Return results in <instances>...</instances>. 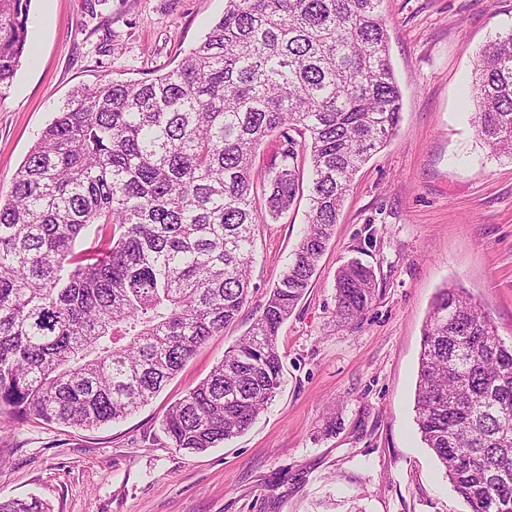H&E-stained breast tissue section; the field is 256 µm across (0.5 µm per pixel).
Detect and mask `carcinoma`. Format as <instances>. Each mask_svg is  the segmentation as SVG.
<instances>
[{"label":"carcinoma","instance_id":"cac0c4a2","mask_svg":"<svg viewBox=\"0 0 512 512\" xmlns=\"http://www.w3.org/2000/svg\"><path fill=\"white\" fill-rule=\"evenodd\" d=\"M31 0H0V89L29 51ZM381 0H224L178 64L79 87L0 203V413L97 428L162 391L249 299L254 237L303 195L308 227L260 315L163 420L205 451L254 422L281 384L279 329L305 295L344 198L401 117ZM473 123L512 159V30L481 52ZM276 139L255 181L258 147ZM336 317L376 298L375 272L335 278ZM416 422L470 512H512V345L464 291L423 331ZM0 512H50L33 495Z\"/></svg>","mask_w":512,"mask_h":512}]
</instances>
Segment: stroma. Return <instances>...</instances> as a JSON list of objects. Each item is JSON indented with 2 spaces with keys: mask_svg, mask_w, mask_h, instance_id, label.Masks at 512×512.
Masks as SVG:
<instances>
[{
  "mask_svg": "<svg viewBox=\"0 0 512 512\" xmlns=\"http://www.w3.org/2000/svg\"><path fill=\"white\" fill-rule=\"evenodd\" d=\"M401 119L357 174L312 284L278 337L282 384L241 435L173 447L168 406L204 379L260 313L307 227V201L260 225L248 303L163 391L97 429L0 417V497L53 512H468L416 425L422 333L440 288L464 289L512 343V159L492 154L465 104L512 0H382ZM224 0H32L31 54L0 91V199L80 85L173 68ZM371 266L365 315L335 314L336 272Z\"/></svg>",
  "mask_w": 512,
  "mask_h": 512,
  "instance_id": "obj_1",
  "label": "stroma"
}]
</instances>
